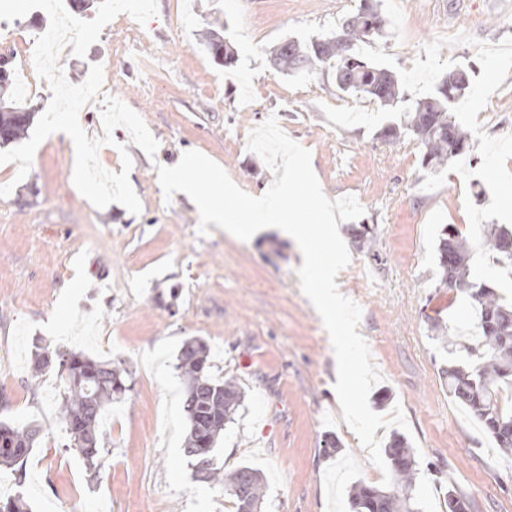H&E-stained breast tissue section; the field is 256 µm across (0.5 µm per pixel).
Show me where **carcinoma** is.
Returning <instances> with one entry per match:
<instances>
[{
	"instance_id": "obj_1",
	"label": "carcinoma",
	"mask_w": 512,
	"mask_h": 512,
	"mask_svg": "<svg viewBox=\"0 0 512 512\" xmlns=\"http://www.w3.org/2000/svg\"><path fill=\"white\" fill-rule=\"evenodd\" d=\"M383 19L371 4L347 17L336 33L309 43L288 39L272 51V61L291 75L326 69L337 89L343 93L362 94L382 107L395 108L405 102L406 92L392 71L369 63L352 53L358 41L370 40L382 33ZM204 46L213 60L226 67L236 63V56L225 38L212 31L205 33ZM470 87L466 69L448 72L432 94L405 108L404 133H412L423 147L422 163L436 170L460 155L469 141L468 131L453 119L455 105ZM10 103L0 112V145L21 139L33 121V111L13 102L11 75L0 79V104ZM492 257L499 264L512 267V253L501 251V244L512 241V228L495 226L488 232ZM442 283L464 288L478 310L479 336L468 345L471 363L448 361L443 374L448 378V394L461 404L503 451H512V410L503 406L501 387L512 384V307L501 304L494 290L469 279L468 241L450 227L437 246ZM211 348L191 337L181 346L177 368L185 384L184 412L188 422L184 453L194 461L199 481L224 487L236 507H260L265 485L260 472L240 465L224 474L215 463L216 445L224 427L234 420L244 393L236 380L212 376ZM55 371L65 383V395L59 416L68 434L67 447L79 453L87 466L96 468L103 436L100 418L113 402L127 391L126 370L110 360H98L70 350L48 345L36 346L33 373L40 376ZM39 435L31 426L0 423V466L11 468L18 483H23V464ZM392 473L391 485L378 488L362 481L351 485L348 502L351 512H415L413 492L420 470L407 439L392 433L384 448Z\"/></svg>"
}]
</instances>
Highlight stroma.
<instances>
[{"mask_svg": "<svg viewBox=\"0 0 512 512\" xmlns=\"http://www.w3.org/2000/svg\"><path fill=\"white\" fill-rule=\"evenodd\" d=\"M361 0H157L155 16L132 36L123 16L101 30L85 56H58L73 84L92 65L111 66L109 89L144 121L159 143L155 156L131 144L126 129L102 146L100 164L121 172L118 145L132 158L129 180L140 213L118 203L98 209L72 182L69 143L50 134L24 179L0 164V422L38 426L24 483L0 468V498L23 495L29 512H234L223 489L195 481L184 455V386L176 367L183 342L211 347L214 371L245 393L217 453L225 472L248 464L265 479L262 512H348V490L361 480L381 486L382 471L342 419L337 365L321 317L300 288L303 263L279 230L249 240L217 226L199 231L197 208L165 197L158 167L196 150L224 168L246 193L262 195L273 176L247 148L268 114L310 150L330 199L355 196L361 223L376 227L358 247L350 222L339 224L351 260L336 278L362 308L358 331L382 379L369 394L381 415L401 407L410 425L421 479L419 512H446L455 488L471 512H512V455L448 394V354L433 325L468 335L467 293L442 285L435 247L447 227L471 245V276L512 305V268L494 263L484 230L512 225V208L494 207L512 182V84L487 81L489 68L512 60L487 55L512 46V0H380L384 37L359 55L398 74L410 98L432 93L445 74L470 69L471 88L454 116L470 149L448 166L421 163L419 142L390 140L384 129L401 114L364 96L340 92L331 76L293 77L268 57L288 38L330 35ZM237 54L232 68L214 62L200 37L210 24ZM81 351L129 369L133 385L100 420L105 449L97 475L66 448L56 373L33 377L34 344ZM339 441L337 454L323 441Z\"/></svg>", "mask_w": 512, "mask_h": 512, "instance_id": "35a3bbf8", "label": "stroma"}]
</instances>
